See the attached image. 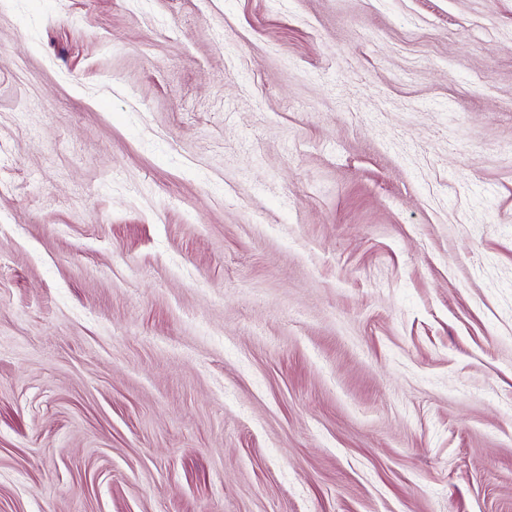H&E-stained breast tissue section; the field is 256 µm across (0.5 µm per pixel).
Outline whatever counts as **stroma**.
<instances>
[{"instance_id": "35a3bbf8", "label": "stroma", "mask_w": 512, "mask_h": 512, "mask_svg": "<svg viewBox=\"0 0 512 512\" xmlns=\"http://www.w3.org/2000/svg\"><path fill=\"white\" fill-rule=\"evenodd\" d=\"M0 512H512V0H0Z\"/></svg>"}]
</instances>
